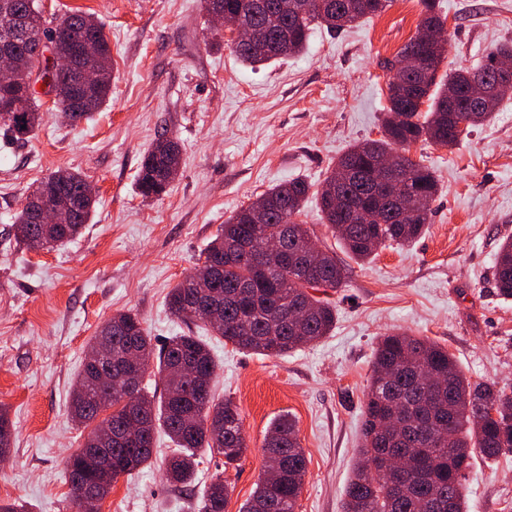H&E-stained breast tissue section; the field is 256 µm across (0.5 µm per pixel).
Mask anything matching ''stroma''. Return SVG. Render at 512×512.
Returning <instances> with one entry per match:
<instances>
[{
	"label": "stroma",
	"mask_w": 512,
	"mask_h": 512,
	"mask_svg": "<svg viewBox=\"0 0 512 512\" xmlns=\"http://www.w3.org/2000/svg\"><path fill=\"white\" fill-rule=\"evenodd\" d=\"M48 24L80 10L102 22L112 55V94L91 119L70 124L49 98L32 137L0 133V405L14 424L0 459V502L30 512H71L66 460L83 441L71 393L98 326L139 316L154 345L191 332L218 369L216 400L238 407L248 450L237 467L197 451L190 487L169 484L173 445L157 433L149 467L117 479L100 512H198L223 477L226 512H239L265 469L271 423L290 415L307 473L296 512H342L362 442L363 405L377 342L406 331L448 348L474 382L512 393V300L498 296L494 259L512 238V95L458 145L417 142L410 157L441 191L423 234L352 264L333 295L328 336L283 357L235 349L204 323L186 326L167 294L190 274L224 221L275 184L319 185L353 144L380 137L388 73L421 19L419 0H390L361 23L313 27L305 51L254 69L214 31L203 0H37ZM444 68L477 67L512 42V0H439ZM163 134L182 148L166 193L140 195L144 152ZM60 169L80 172L96 202L79 237L31 250L11 231L26 195ZM468 512H512V454L474 458Z\"/></svg>",
	"instance_id": "obj_1"
}]
</instances>
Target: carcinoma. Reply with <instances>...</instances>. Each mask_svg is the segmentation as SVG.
<instances>
[{
  "instance_id": "cac0c4a2",
  "label": "carcinoma",
  "mask_w": 512,
  "mask_h": 512,
  "mask_svg": "<svg viewBox=\"0 0 512 512\" xmlns=\"http://www.w3.org/2000/svg\"><path fill=\"white\" fill-rule=\"evenodd\" d=\"M224 11L239 16L266 51L252 52L231 43L232 52L257 68L299 54L312 27L339 31L381 13L390 0H219ZM417 32L386 67L395 71L387 84L386 117L382 136L356 144L345 152L315 191L319 209L332 235L355 262H363L378 248L406 245L431 223V205L439 193L429 168L414 162L406 151L422 140L452 147L474 128L490 121L500 104L477 111L478 119L461 131L469 116V91L478 82L497 81L492 62L498 55L512 58V43L502 44L479 68H451L438 74L443 56L427 65L397 71V61L427 53L426 37L444 29L436 0H421ZM87 13L75 10L49 27L35 0H0V43L18 65L32 70L41 65L42 41L54 40L64 65L56 77L54 103L70 109V123L89 118L108 100L111 51L103 24L88 23ZM97 43L98 56L83 66L97 77L77 92L69 62L74 47L85 39ZM427 101V110L420 103ZM38 92L23 84L0 83V125L13 139H28L43 121ZM393 156L405 180L399 189L408 217L400 218L379 202L373 188L374 165ZM181 149L175 138L158 137L145 152L138 174L144 197L166 192L172 170L180 167ZM60 195L53 202L59 224L33 221L34 203L22 207L12 224L16 241L28 246L38 240L50 249L80 235L93 202L84 198L85 179L76 171L59 169L50 175ZM311 185L301 179L262 192L261 210L254 203L230 216L220 233L201 254L194 271L168 294V308L183 323L204 320L193 307L215 290L223 296L222 323H208L216 335L235 348L265 357H280L326 336L336 321V307L311 291L341 287L348 265L330 248L317 261L303 256L304 224L293 221L308 199ZM291 233L284 234L285 226ZM284 240L279 252L265 251L266 242ZM498 295L512 299V240L499 247L494 263ZM163 381L158 397L143 384L150 366ZM217 365L198 337H170L154 349L142 322L132 313H118L105 321L88 344V351L72 394L73 421L89 429L82 447L93 448L112 466L108 480L87 471L78 453L66 463L69 496L75 512H97L119 477L131 476L151 465L155 432L162 428L175 445L166 463L167 480L180 487L192 484L196 451L213 448L224 455V466L237 464L248 444L240 413L230 401L214 402ZM108 415H102L107 409ZM132 417L143 433L126 444H95L109 429L118 437ZM14 425L0 407V457L11 445ZM386 448L407 456L404 472L368 470L372 458ZM512 453V394L494 383H472L448 349L425 338L396 333L382 337L375 350L365 399L363 442L353 477L344 489L343 512H468L463 481L475 455L497 458ZM267 469L239 512H295L302 493L307 461L295 423L287 416L275 420L264 444ZM228 489L216 477L205 489L199 512H225Z\"/></svg>"
}]
</instances>
